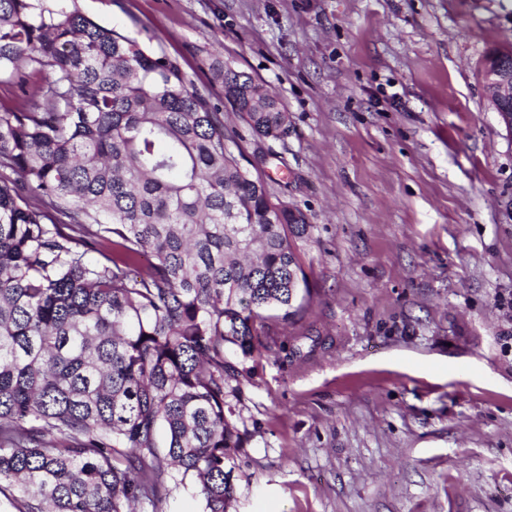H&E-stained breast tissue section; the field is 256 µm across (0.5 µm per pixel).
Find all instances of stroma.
<instances>
[{
    "label": "stroma",
    "mask_w": 512,
    "mask_h": 512,
    "mask_svg": "<svg viewBox=\"0 0 512 512\" xmlns=\"http://www.w3.org/2000/svg\"><path fill=\"white\" fill-rule=\"evenodd\" d=\"M161 51L305 212L312 299L245 386L233 512H512V0H75ZM275 93L283 138L213 61ZM511 53V46L492 50L486 61L483 81L501 122L512 133V73L499 69L495 64L498 58ZM213 74L224 88V99L260 139H279L288 132V114L267 87L230 64H217Z\"/></svg>",
    "instance_id": "1"
}]
</instances>
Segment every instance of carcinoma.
Listing matches in <instances>:
<instances>
[{"mask_svg": "<svg viewBox=\"0 0 512 512\" xmlns=\"http://www.w3.org/2000/svg\"><path fill=\"white\" fill-rule=\"evenodd\" d=\"M30 62L40 97L0 111V503L162 512L181 486L229 512L237 405L266 321L309 304L312 224L166 54L67 0H0V77ZM213 74L255 136L287 134L272 91Z\"/></svg>", "mask_w": 512, "mask_h": 512, "instance_id": "1", "label": "carcinoma"}]
</instances>
